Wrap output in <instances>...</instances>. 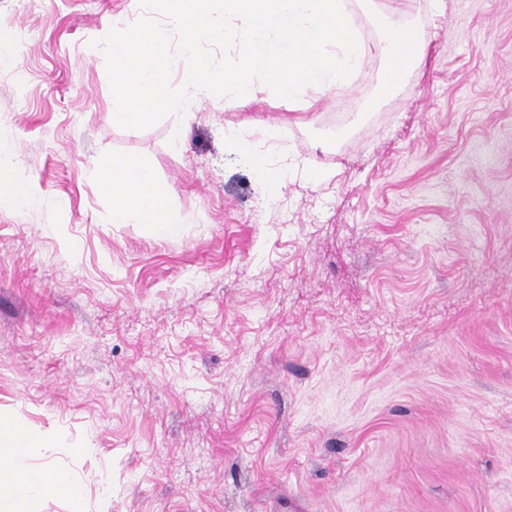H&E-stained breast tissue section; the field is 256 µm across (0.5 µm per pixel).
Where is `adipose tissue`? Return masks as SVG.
Masks as SVG:
<instances>
[{
    "instance_id": "adipose-tissue-1",
    "label": "adipose tissue",
    "mask_w": 512,
    "mask_h": 512,
    "mask_svg": "<svg viewBox=\"0 0 512 512\" xmlns=\"http://www.w3.org/2000/svg\"><path fill=\"white\" fill-rule=\"evenodd\" d=\"M101 188L112 198V221L146 224L159 236H173L179 227L169 217L168 193L152 166L127 156H113L99 174ZM47 436L0 418V512H32L45 493L65 499L70 512H86L84 488L69 472L50 464H28L31 449L51 447Z\"/></svg>"
}]
</instances>
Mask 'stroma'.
<instances>
[{
    "label": "stroma",
    "mask_w": 512,
    "mask_h": 512,
    "mask_svg": "<svg viewBox=\"0 0 512 512\" xmlns=\"http://www.w3.org/2000/svg\"><path fill=\"white\" fill-rule=\"evenodd\" d=\"M146 15L0 0V156L33 195L0 198V415L54 437L30 463L88 512H512V0H443L379 106L372 56L344 112L258 82L125 129L94 42ZM115 154L178 236L113 223Z\"/></svg>",
    "instance_id": "stroma-1"
}]
</instances>
